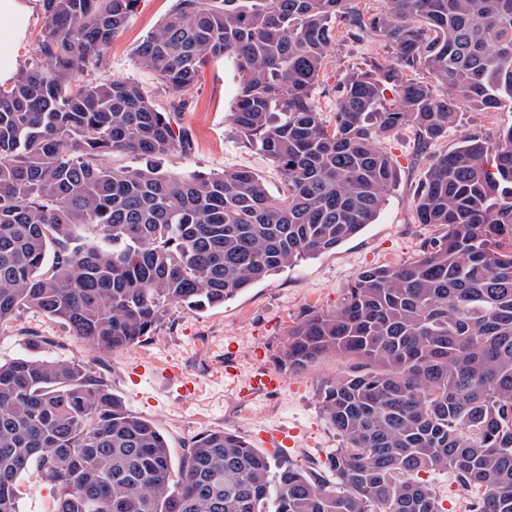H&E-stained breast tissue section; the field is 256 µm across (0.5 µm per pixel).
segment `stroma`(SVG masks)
<instances>
[{
	"mask_svg": "<svg viewBox=\"0 0 512 512\" xmlns=\"http://www.w3.org/2000/svg\"><path fill=\"white\" fill-rule=\"evenodd\" d=\"M173 8L174 0H137L125 28L110 45L102 67L92 71V78L137 80L160 108H169L170 101L157 81L139 68L135 49ZM387 51L386 44L377 40L332 42L315 87L325 120L334 116L336 86L346 73L381 59ZM235 93L230 61L217 58L208 62L188 91V105L179 115L192 148L167 157L164 165L174 171L204 173L247 166L262 178L272 197H280L284 190L281 174L263 153L243 143L234 132L230 112ZM511 126L512 109L486 113L464 107L455 129L437 147L448 149L460 134L470 130L493 138ZM383 145L398 161V181L374 223L336 249L256 283L223 306L197 312L171 305L151 336L119 354L90 351L60 323L24 311L0 325V360L66 359L92 367L130 411L164 434L174 460H181L196 436L212 430L237 432L260 449L264 446L260 431L295 429L299 432L296 447L279 452V460L326 472L340 441L320 410L318 392L347 369V361L329 354L303 372L282 371L283 387L277 395H259L248 401L230 388L224 365L232 352L242 370H249L257 351L262 354V364L274 365L289 329L306 314L336 309L361 271L413 260L426 242L440 235V227L419 223L414 209L428 150L419 148L413 134L405 130L391 134ZM19 491L20 512H53L56 493L38 468L23 475Z\"/></svg>",
	"mask_w": 512,
	"mask_h": 512,
	"instance_id": "stroma-1",
	"label": "stroma"
}]
</instances>
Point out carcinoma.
I'll return each mask as SVG.
<instances>
[{
    "instance_id": "cac0c4a2",
    "label": "carcinoma",
    "mask_w": 512,
    "mask_h": 512,
    "mask_svg": "<svg viewBox=\"0 0 512 512\" xmlns=\"http://www.w3.org/2000/svg\"><path fill=\"white\" fill-rule=\"evenodd\" d=\"M136 0H42L36 60L0 85V323L32 310L96 352H125L168 306L224 305L375 221L397 181L383 147L448 137L467 106L512 108V0H175L136 61L177 110L207 61L237 76L236 133L281 172H175L176 116L135 80L99 83ZM388 55L314 89L336 26ZM133 155L118 169L110 158ZM439 226L421 254L362 271L333 311L288 331L280 369L335 354L319 392L335 479L231 431L174 464L165 437L82 362H0V512L34 464L55 512H445L421 474L452 472L472 512H512V127L434 152L414 200Z\"/></svg>"
}]
</instances>
